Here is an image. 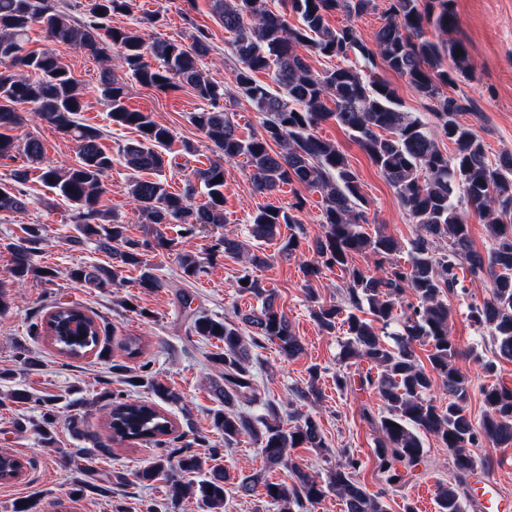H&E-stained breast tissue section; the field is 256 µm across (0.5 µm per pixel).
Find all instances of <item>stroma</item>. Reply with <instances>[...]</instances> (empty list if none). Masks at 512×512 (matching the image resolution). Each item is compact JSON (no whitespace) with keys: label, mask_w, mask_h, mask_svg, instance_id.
<instances>
[{"label":"stroma","mask_w":512,"mask_h":512,"mask_svg":"<svg viewBox=\"0 0 512 512\" xmlns=\"http://www.w3.org/2000/svg\"><path fill=\"white\" fill-rule=\"evenodd\" d=\"M458 26L449 31L450 41L463 43L469 60L468 77L459 79L451 94L462 106L458 116L461 123L472 127L487 146L489 161H497L504 153H512V0H454ZM151 16L150 24H142L143 16ZM112 27H141L145 41L166 39L191 45L197 31L209 35L210 51L201 63L209 79L223 85V109L237 126L239 136L259 131L262 115L254 104L238 93L233 83L232 61L228 46L232 39L212 10L211 0H132L128 13L108 18ZM30 48L52 49L61 63L71 70L79 83L85 108L79 114L82 123L104 132L103 148L117 152L119 145L135 138L131 129L112 126L99 97V79L104 69H112L117 77L125 78L126 103L129 108L151 114L167 126L173 136L169 154L177 165L168 169L164 179L170 192H182L187 175L193 168L208 163L213 156L212 146L194 125L192 117L204 103L190 88L159 90L126 79L118 60V52L107 48L104 56L94 58L78 49L52 44L40 29L30 32ZM23 123L17 131L19 138L34 136L45 148L47 161L59 166L77 159L76 145L53 125L35 118L29 106L19 108ZM316 133L336 144L357 172L361 192L366 198L370 226L393 236L401 245L396 258L407 264V247L415 235L395 190L371 163L367 155L351 140L348 133L334 120L321 122ZM250 167L245 157H237L224 165V221L194 234H187L184 225L169 224L165 231L174 238L180 249L197 253L203 271L195 278L185 277L175 255L160 253L153 256L156 275L163 288L148 292L140 288L136 269L125 271L122 287L85 288L70 280L68 272L79 264L110 265V257L98 251L94 244L73 243L75 233L72 210L67 201L57 196L39 179L24 184L29 204L26 212L0 213V284L8 290L11 307L0 317V368L10 377L0 382V454L19 458L24 469L21 476L8 483L0 482V512H13L16 503L33 504V512H202L196 497L172 501L164 483L147 485L136 474L161 454L178 452L193 438L201 436L206 445L201 457L218 452L221 463L233 476L262 474L267 480L291 484L288 468H270L264 463L258 444L243 437L233 446H225L223 437L213 430L210 413L219 401L212 388L220 380L221 370L209 356L215 352L218 340H206L190 333L194 314H207L221 319L232 317L234 311H248L255 303L249 295L238 293L236 280L250 272L264 287L277 294V305L287 315L303 346L295 358L284 357L276 344L251 348L248 367L253 373L261 394L260 403L250 408L251 414H262V404H279L292 398L294 389L306 387L310 367H317L314 380L321 393L317 403L298 402L297 409L312 414L317 421L328 448H349L359 456L364 468L360 479L370 491H378L384 481L378 473L373 450L379 432L365 422L363 408L378 409L380 401L373 390L359 387L340 391L336 388L339 344L343 329L328 334L320 331L312 315V305L305 290L314 288L320 301L340 300L345 286L339 270L326 269L312 280H305L300 269L309 259V245L321 230L322 196L320 192L299 185H284L265 194L257 193L249 177ZM130 172L121 163H114L105 182L108 191L100 206L126 224L132 239L145 238L147 226L125 194L124 186ZM304 197L303 209L297 217L303 233L296 251L282 255L281 247L290 234L282 228L279 238L270 241L253 239L249 220L263 207L288 208L296 197ZM25 224L44 227L36 266L54 270L52 282L29 279L24 285L13 283L9 269L12 257L5 245L22 234ZM228 236L240 241L244 248L264 257L260 266H243L237 256L209 254L212 239ZM469 295L461 299L449 296L451 310L449 326L460 348L457 367L467 372L476 384L484 377L468 351L477 347L491 352L488 333L476 330L466 318L467 302H479L489 295L487 283L476 281L468 286ZM62 303H76L88 314L108 322L114 329L110 338L111 360L124 362L131 369L149 365L176 393L180 400L162 404V411L173 421L175 429L165 443L135 440L122 445L103 442L94 446L93 437L103 434L105 413L96 403L104 391H111L113 400L124 398L127 387L109 370V362L88 354L71 359L58 353L46 337L36 335L33 324L42 322L51 308ZM128 336L138 337L140 352L129 357L119 344ZM27 349L37 364L27 367L17 359L20 349ZM24 389L35 397L48 399L57 396L81 397L88 404L82 409L84 430L74 436L68 426L70 411L59 407L54 447L46 448L33 432L30 421L40 410L34 405L9 402L8 394ZM427 467L420 474L409 476L407 483L387 496L388 512H403L404 502H412L417 512H437L436 492L439 484L453 480L454 470L448 451L435 436L423 438ZM124 474L126 481L112 485L113 473ZM92 483L111 486L109 494L90 492L77 495L79 486Z\"/></svg>","instance_id":"1"}]
</instances>
